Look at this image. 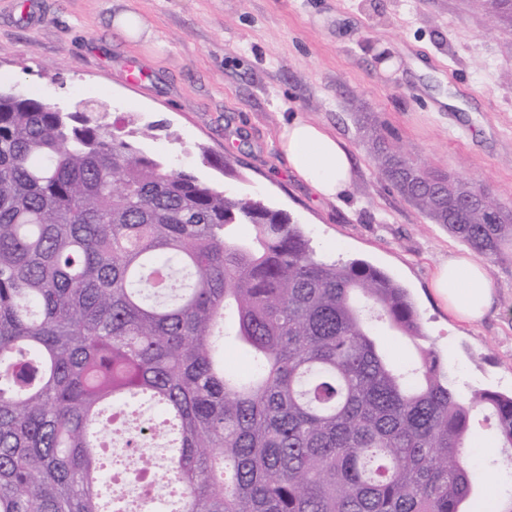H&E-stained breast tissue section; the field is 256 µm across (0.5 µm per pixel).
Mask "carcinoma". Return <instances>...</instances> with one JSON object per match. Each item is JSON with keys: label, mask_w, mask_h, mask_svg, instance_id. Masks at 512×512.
<instances>
[{"label": "carcinoma", "mask_w": 512, "mask_h": 512, "mask_svg": "<svg viewBox=\"0 0 512 512\" xmlns=\"http://www.w3.org/2000/svg\"><path fill=\"white\" fill-rule=\"evenodd\" d=\"M512 25V0H483ZM398 193L473 252L512 257V209L393 150ZM140 131L0 88V512H122L102 417L149 403L163 462L133 466L176 512H475L466 445L492 410L512 450V396H459L407 289L362 260L326 262L287 213L227 194L137 145ZM249 224L254 234L236 235ZM416 342L412 365L378 343ZM251 372L224 364L227 338Z\"/></svg>", "instance_id": "obj_1"}]
</instances>
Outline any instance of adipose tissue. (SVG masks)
<instances>
[{"label": "adipose tissue", "mask_w": 512, "mask_h": 512, "mask_svg": "<svg viewBox=\"0 0 512 512\" xmlns=\"http://www.w3.org/2000/svg\"><path fill=\"white\" fill-rule=\"evenodd\" d=\"M278 145L292 171L320 198L335 201L345 196L352 161L340 138L320 125L294 120L282 125ZM432 288L449 314L463 322L480 320L493 302L486 270L472 258L443 260Z\"/></svg>", "instance_id": "adipose-tissue-1"}]
</instances>
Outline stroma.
Returning <instances> with one entry per match:
<instances>
[{
  "label": "stroma",
  "mask_w": 512,
  "mask_h": 512,
  "mask_svg": "<svg viewBox=\"0 0 512 512\" xmlns=\"http://www.w3.org/2000/svg\"><path fill=\"white\" fill-rule=\"evenodd\" d=\"M123 8L150 42L113 27ZM0 86L107 104L112 126L157 124L144 150L286 211L319 258L360 259L402 284L461 396L512 394V260L485 265L489 314L453 319L432 278L470 249L394 189L358 123L372 113L393 149L512 208V27L480 0H0ZM296 119L348 147L344 199H320L292 173L278 135ZM470 450L478 490L512 488L490 412L476 417Z\"/></svg>",
  "instance_id": "35a3bbf8"
}]
</instances>
